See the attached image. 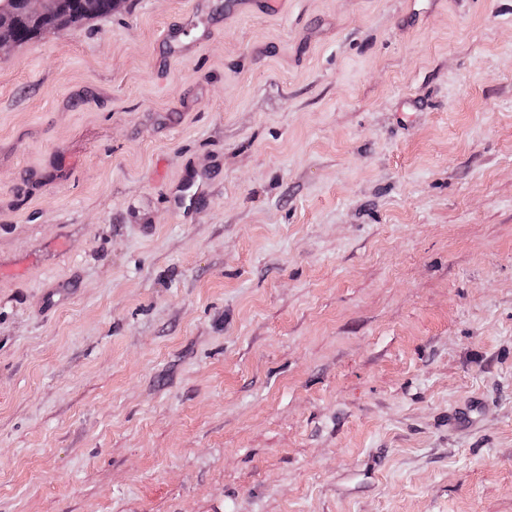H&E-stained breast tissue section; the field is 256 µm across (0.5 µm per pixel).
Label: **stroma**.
I'll return each mask as SVG.
<instances>
[{
    "label": "stroma",
    "instance_id": "stroma-1",
    "mask_svg": "<svg viewBox=\"0 0 512 512\" xmlns=\"http://www.w3.org/2000/svg\"><path fill=\"white\" fill-rule=\"evenodd\" d=\"M0 512H512V0L1 52Z\"/></svg>",
    "mask_w": 512,
    "mask_h": 512
}]
</instances>
